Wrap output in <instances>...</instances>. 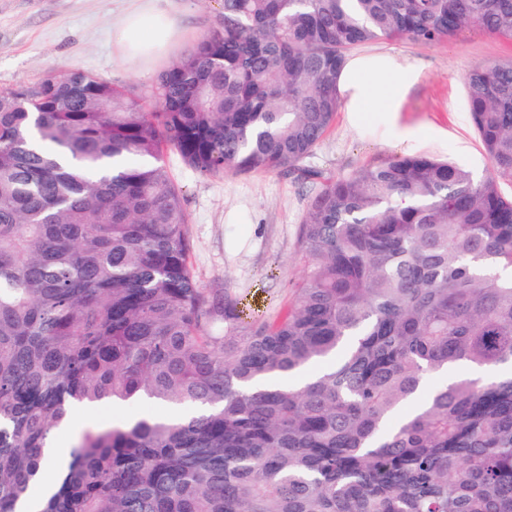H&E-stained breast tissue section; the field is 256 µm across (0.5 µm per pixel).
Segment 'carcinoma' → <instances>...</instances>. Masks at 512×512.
I'll use <instances>...</instances> for the list:
<instances>
[{"label":"carcinoma","instance_id":"1","mask_svg":"<svg viewBox=\"0 0 512 512\" xmlns=\"http://www.w3.org/2000/svg\"><path fill=\"white\" fill-rule=\"evenodd\" d=\"M469 26L511 42L512 0H223L155 112L75 67L0 89V512L75 405L142 399L205 411L84 430L39 512H512V60L463 77L484 176L304 166L350 50ZM168 148L322 182L275 320L196 282Z\"/></svg>","mask_w":512,"mask_h":512}]
</instances>
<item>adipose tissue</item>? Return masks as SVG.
Returning a JSON list of instances; mask_svg holds the SVG:
<instances>
[{
    "mask_svg": "<svg viewBox=\"0 0 512 512\" xmlns=\"http://www.w3.org/2000/svg\"><path fill=\"white\" fill-rule=\"evenodd\" d=\"M170 33L167 16L145 7L122 20L117 47L123 55L142 57ZM417 72L415 65L390 54L349 59L337 81L349 123L359 125L366 113L376 112L390 124L395 140H413L416 131L401 124L400 114L410 88L407 77Z\"/></svg>",
    "mask_w": 512,
    "mask_h": 512,
    "instance_id": "1",
    "label": "adipose tissue"
}]
</instances>
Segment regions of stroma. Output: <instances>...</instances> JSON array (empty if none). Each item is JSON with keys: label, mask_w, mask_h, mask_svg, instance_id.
Here are the masks:
<instances>
[{"label": "stroma", "mask_w": 512, "mask_h": 512, "mask_svg": "<svg viewBox=\"0 0 512 512\" xmlns=\"http://www.w3.org/2000/svg\"><path fill=\"white\" fill-rule=\"evenodd\" d=\"M137 0H0V88L29 85L51 72L77 67L134 90L157 74L202 35L218 27L221 0H157L174 26L164 52L129 59L115 49L117 27ZM360 54L390 52L419 64L402 112L417 137L395 143L382 118L367 114L351 127L337 112L308 166L331 177L395 157L426 153L447 158L483 175L488 158L474 132L463 77L477 64L512 57L507 43L471 26L453 40L421 45L380 40ZM167 166L188 215L189 262L206 293L225 291L246 311L274 319L292 300L303 276L299 228L318 188L282 172L228 173L203 177L168 153ZM165 407L142 400L131 406L92 407L88 423L104 427L132 417L161 416Z\"/></svg>", "instance_id": "35a3bbf8"}]
</instances>
